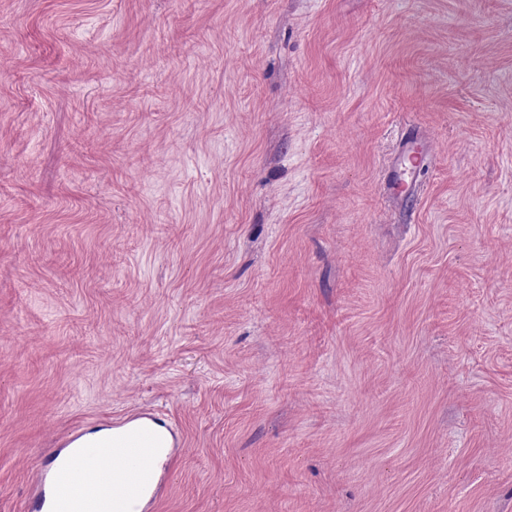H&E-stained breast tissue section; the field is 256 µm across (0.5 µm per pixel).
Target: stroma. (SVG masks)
Segmentation results:
<instances>
[{
    "label": "stroma",
    "instance_id": "stroma-1",
    "mask_svg": "<svg viewBox=\"0 0 512 512\" xmlns=\"http://www.w3.org/2000/svg\"><path fill=\"white\" fill-rule=\"evenodd\" d=\"M131 408L149 512H512V0H0V512ZM418 144L422 145L426 155L430 156L434 153L435 145L428 138L426 142H421L414 137L403 140L399 146L398 155L393 158L390 164L388 184L386 187V195L388 198L400 196V194L396 192V186H403L408 191H411L417 186L415 179L416 155L413 148ZM407 161H412L413 168L406 166Z\"/></svg>",
    "mask_w": 512,
    "mask_h": 512
}]
</instances>
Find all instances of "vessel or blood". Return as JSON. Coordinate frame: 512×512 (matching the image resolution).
<instances>
[{"label":"vessel or blood","instance_id":"b4317fda","mask_svg":"<svg viewBox=\"0 0 512 512\" xmlns=\"http://www.w3.org/2000/svg\"><path fill=\"white\" fill-rule=\"evenodd\" d=\"M433 154V142H417L409 137L399 146L390 164L387 196L397 187L416 186L415 145ZM143 413L128 412L113 419L105 430L90 433L67 431L50 441V452L28 473L26 512H146L163 493L166 478L156 471L151 459L141 463L142 480L125 481L129 465L125 458L109 456V449L153 447L146 437Z\"/></svg>","mask_w":512,"mask_h":512}]
</instances>
